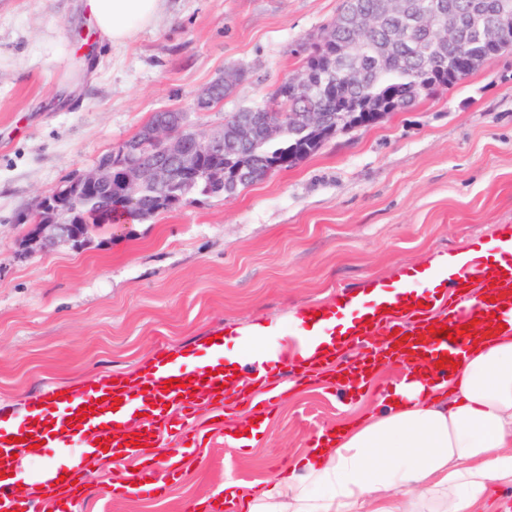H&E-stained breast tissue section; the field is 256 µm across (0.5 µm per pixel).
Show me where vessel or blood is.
<instances>
[{"label":"vessel or blood","instance_id":"vessel-or-blood-1","mask_svg":"<svg viewBox=\"0 0 512 512\" xmlns=\"http://www.w3.org/2000/svg\"><path fill=\"white\" fill-rule=\"evenodd\" d=\"M505 288H512V250L498 251L493 257L473 254L461 274L449 277L447 291L429 290L424 303L396 305L378 321V328L391 334L397 354L384 355L376 348L370 354L383 356L397 383L409 371L402 355L406 349L417 358L439 360L444 369H452L465 356L474 316L496 311L499 293ZM308 344V337L298 334L274 347V354L291 368L288 379L278 380L269 377L265 370L253 369V383L267 393L260 402L262 411L270 410L272 398L288 394L290 383L302 384L320 374V367L302 355ZM197 374L192 360L171 357L163 350L155 365L139 375L136 384L101 374L92 381L69 385L63 391L55 387L45 390L30 401L21 421L8 426L0 422V456L8 458L23 453L28 443H41L45 450L67 455L66 481L62 491L53 497L44 500L32 496L24 502L0 483V512H79L84 463L92 455L112 456L116 470L108 477L109 486L120 487L127 495H159L169 482L179 480L198 463L196 450L208 433L221 435L227 445H235V436L225 432L223 422L204 429L197 427L196 420L203 404L229 409L245 401L244 389L195 394L187 381ZM172 378L178 379V386L167 387V380ZM142 393L158 394L161 401L170 403V413L138 417L139 407L134 398ZM85 405L94 406V413L81 416L79 409ZM119 413L136 416L137 422L134 434L114 442L109 440L107 428ZM173 417L181 422V446L164 453L160 460L151 461L148 451L157 447L161 426Z\"/></svg>","mask_w":512,"mask_h":512}]
</instances>
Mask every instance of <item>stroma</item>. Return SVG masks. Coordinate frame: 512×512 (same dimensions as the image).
Returning <instances> with one entry per match:
<instances>
[{
  "label": "stroma",
  "instance_id": "obj_1",
  "mask_svg": "<svg viewBox=\"0 0 512 512\" xmlns=\"http://www.w3.org/2000/svg\"><path fill=\"white\" fill-rule=\"evenodd\" d=\"M341 0H165L154 24L85 51L79 0H0V417L43 387L120 377L159 342L199 353L211 334L335 304L437 253L512 225V49L379 123L337 132L297 165L227 195L189 196L141 221L91 225L86 245L28 242L37 200L164 110L193 129L266 99L303 67L300 43ZM223 101L196 99L232 70ZM322 380L275 400L261 436L211 442L164 496L113 498L110 461L83 477V512H185L228 483L259 486L311 431L351 422Z\"/></svg>",
  "mask_w": 512,
  "mask_h": 512
}]
</instances>
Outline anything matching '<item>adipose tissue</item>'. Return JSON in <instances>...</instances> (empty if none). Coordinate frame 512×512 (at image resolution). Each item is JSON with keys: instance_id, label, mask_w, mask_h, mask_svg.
<instances>
[{"instance_id": "ef3b65f1", "label": "adipose tissue", "mask_w": 512, "mask_h": 512, "mask_svg": "<svg viewBox=\"0 0 512 512\" xmlns=\"http://www.w3.org/2000/svg\"><path fill=\"white\" fill-rule=\"evenodd\" d=\"M163 0H83L101 45L127 42L156 18ZM466 251L443 253L415 276L374 282L353 293L345 318L373 302L390 312L397 298L415 301L465 263ZM288 321H260L236 337L240 353L258 357L283 336ZM335 438L310 448L260 487L231 489L245 512H512L490 496L491 484L512 486V304L474 319L465 360L446 378L415 372L365 413L335 427Z\"/></svg>"}]
</instances>
